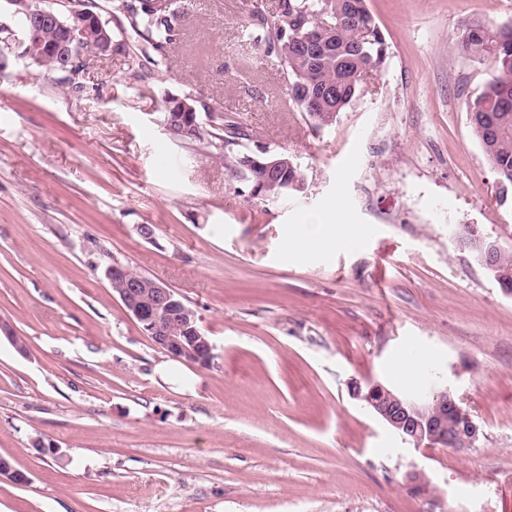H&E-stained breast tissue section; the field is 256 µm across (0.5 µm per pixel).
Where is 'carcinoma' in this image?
Wrapping results in <instances>:
<instances>
[{"label": "carcinoma", "instance_id": "obj_1", "mask_svg": "<svg viewBox=\"0 0 512 512\" xmlns=\"http://www.w3.org/2000/svg\"><path fill=\"white\" fill-rule=\"evenodd\" d=\"M334 37L307 59L302 39L318 37L319 22L325 19L327 0H279L269 13L255 11L246 21L252 41L275 58L281 67L290 100L310 125L321 130L325 120L349 108L357 100L364 78L380 70L387 60L388 46L375 21L367 0H335ZM113 25L138 50L143 65L152 70L167 59L171 48L181 39V13L176 9H159L148 0L132 4L128 0H112ZM459 54L472 62L492 65L493 75L474 97L466 102V112L473 134L483 154L497 175L500 187L498 203L512 200V23L473 22L458 36ZM331 92L327 108L320 112L311 97L322 91ZM197 130L189 135L180 132L173 137L200 149L220 145L224 161L251 186L252 196L277 199L290 191L305 189L306 176L298 165L284 169L277 181L262 184V172L247 165L249 158L261 159L263 151L248 146L250 135L224 112L206 104L198 106ZM460 235L471 247L477 261L491 253L492 270L499 286L512 288V251H505L494 240L485 239L475 246L469 230ZM199 327L196 311L181 302L171 320L175 336H191Z\"/></svg>", "mask_w": 512, "mask_h": 512}]
</instances>
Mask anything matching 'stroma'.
Segmentation results:
<instances>
[{"instance_id": "obj_1", "label": "stroma", "mask_w": 512, "mask_h": 512, "mask_svg": "<svg viewBox=\"0 0 512 512\" xmlns=\"http://www.w3.org/2000/svg\"><path fill=\"white\" fill-rule=\"evenodd\" d=\"M277 3L180 0L149 76L118 32L81 92L16 61L0 76V323L27 346L0 335V457L29 478L0 479V512H512V295L457 233L512 250V206L465 106L492 68L456 51L465 23L512 22V0H369L387 62L319 131L243 30ZM188 94L306 188L253 198L221 149L172 139L164 101ZM309 215L360 237L287 248ZM112 259L196 309L209 367L160 375L171 359L113 294ZM367 381L448 390L478 444L414 449L353 397Z\"/></svg>"}]
</instances>
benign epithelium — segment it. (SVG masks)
I'll list each match as a JSON object with an SVG mask.
<instances>
[{
	"mask_svg": "<svg viewBox=\"0 0 512 512\" xmlns=\"http://www.w3.org/2000/svg\"><path fill=\"white\" fill-rule=\"evenodd\" d=\"M6 3L10 21H0V74L6 68L10 55L28 65L41 63L48 53L64 62L70 59L72 45L81 39H95L106 44L110 41L99 15L86 10L76 0H57L55 3L52 0H6ZM47 25L66 32V40L44 43L38 31ZM106 279L109 285L116 287L127 313L142 324L158 348L172 357H184L187 362L201 368L210 366L213 345L209 337L199 331L187 338L174 336L168 321L159 314V310L170 309L177 304L172 288L156 280L125 279L114 267L106 271ZM141 288L151 290L152 305L146 306L138 299L137 291ZM353 396L416 449L443 447L450 443L456 429L466 436L471 447L479 440L478 425L447 391L434 396L432 409L428 407V401L411 400L379 382H369L364 386L355 384Z\"/></svg>",
	"mask_w": 512,
	"mask_h": 512,
	"instance_id": "obj_1",
	"label": "benign epithelium"
}]
</instances>
